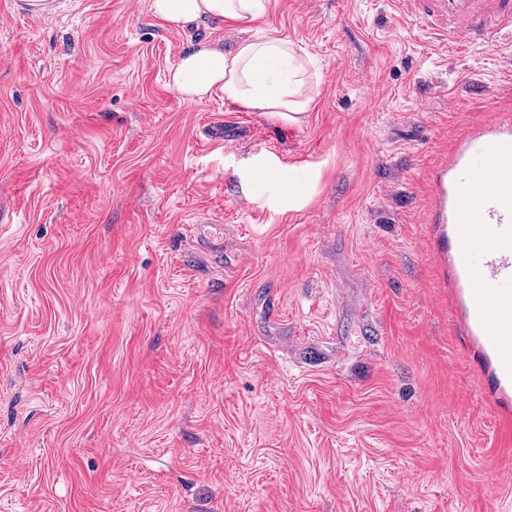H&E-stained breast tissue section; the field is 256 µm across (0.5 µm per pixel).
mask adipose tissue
<instances>
[{"label": "adipose tissue", "mask_w": 512, "mask_h": 512, "mask_svg": "<svg viewBox=\"0 0 512 512\" xmlns=\"http://www.w3.org/2000/svg\"><path fill=\"white\" fill-rule=\"evenodd\" d=\"M149 10L176 29L200 22L220 29L228 21L255 20L264 12V0H150ZM312 64L282 37L246 38L229 51L200 42L172 66L169 81L186 100L201 101L220 90L225 100L245 111L271 112L295 123L311 103L305 76Z\"/></svg>", "instance_id": "ef3b65f1"}]
</instances>
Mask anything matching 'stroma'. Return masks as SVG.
<instances>
[{
	"mask_svg": "<svg viewBox=\"0 0 512 512\" xmlns=\"http://www.w3.org/2000/svg\"><path fill=\"white\" fill-rule=\"evenodd\" d=\"M0 0V512H512V422L448 308L438 163L512 115V32L396 0ZM290 40L294 124L168 73ZM271 167L259 177L257 162ZM151 14L176 29L200 22L224 28V21H254L264 12L263 0H150Z\"/></svg>",
	"mask_w": 512,
	"mask_h": 512,
	"instance_id": "35a3bbf8",
	"label": "stroma"
}]
</instances>
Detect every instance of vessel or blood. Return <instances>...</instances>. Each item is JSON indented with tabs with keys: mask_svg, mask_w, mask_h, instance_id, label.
Returning a JSON list of instances; mask_svg holds the SVG:
<instances>
[{
	"mask_svg": "<svg viewBox=\"0 0 512 512\" xmlns=\"http://www.w3.org/2000/svg\"><path fill=\"white\" fill-rule=\"evenodd\" d=\"M448 14V41L512 28V0H415ZM437 251L453 320L471 343L486 398L512 417V124L474 127L433 180Z\"/></svg>",
	"mask_w": 512,
	"mask_h": 512,
	"instance_id": "b4317fda",
	"label": "vessel or blood"
}]
</instances>
